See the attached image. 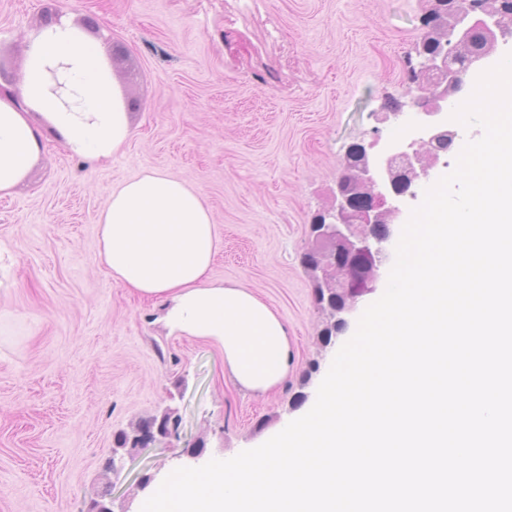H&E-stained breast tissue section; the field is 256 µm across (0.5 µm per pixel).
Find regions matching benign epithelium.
I'll return each mask as SVG.
<instances>
[{
	"label": "benign epithelium",
	"instance_id": "obj_1",
	"mask_svg": "<svg viewBox=\"0 0 512 512\" xmlns=\"http://www.w3.org/2000/svg\"><path fill=\"white\" fill-rule=\"evenodd\" d=\"M474 27L486 29L492 41L507 33L512 35L511 25L483 8H474L457 18L455 45H463L468 32ZM423 69L432 76L431 84L438 91L432 98L415 103L422 118L413 136L391 144L383 155L362 154L359 159L352 161L357 183L374 196L373 207L357 217L350 216L348 189L339 182L336 185L334 213L330 214V221L322 226L321 239L331 245V250L324 253V263L318 271L336 264L339 254L347 258L349 267L358 263L361 286L345 289L347 301L337 311L342 320L359 299L374 290L375 282L394 256L390 240H374L362 231V227L382 221L395 223L401 215L397 197L393 195L395 184L405 179L415 183L428 177V169L422 164L418 147L436 141L449 129L448 92L456 88L458 78L454 71L448 69V53L439 52L426 57Z\"/></svg>",
	"mask_w": 512,
	"mask_h": 512
}]
</instances>
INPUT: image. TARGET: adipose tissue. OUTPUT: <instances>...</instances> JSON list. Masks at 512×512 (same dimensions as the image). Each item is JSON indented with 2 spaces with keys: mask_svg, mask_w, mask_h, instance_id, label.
<instances>
[{
  "mask_svg": "<svg viewBox=\"0 0 512 512\" xmlns=\"http://www.w3.org/2000/svg\"><path fill=\"white\" fill-rule=\"evenodd\" d=\"M56 78L72 89L69 103L51 92ZM17 92L23 108L0 99V195L12 192L42 152L44 128L96 160L110 159L131 137L99 43L68 18L28 35ZM217 244L200 189L159 170L113 188L99 216L97 256L113 281L141 298L166 300L169 334L215 343L231 378L263 395L292 367L288 327L250 290L213 279Z\"/></svg>",
  "mask_w": 512,
  "mask_h": 512,
  "instance_id": "adipose-tissue-1",
  "label": "adipose tissue"
}]
</instances>
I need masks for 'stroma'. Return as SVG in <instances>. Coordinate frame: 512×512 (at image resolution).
I'll use <instances>...</instances> for the list:
<instances>
[{
  "mask_svg": "<svg viewBox=\"0 0 512 512\" xmlns=\"http://www.w3.org/2000/svg\"><path fill=\"white\" fill-rule=\"evenodd\" d=\"M434 0H0V85L25 41L67 17L98 40L132 136L112 159L52 131L0 196V512H138L172 469L232 458L313 407L348 331L301 259L350 145L377 155L417 123L411 70ZM188 180L218 228L215 280L287 322L294 360L264 395L235 384L211 343L169 335L163 305L117 285L96 255L114 186L144 170ZM175 410V436L118 450L119 432Z\"/></svg>",
  "mask_w": 512,
  "mask_h": 512,
  "instance_id": "1",
  "label": "stroma"
}]
</instances>
